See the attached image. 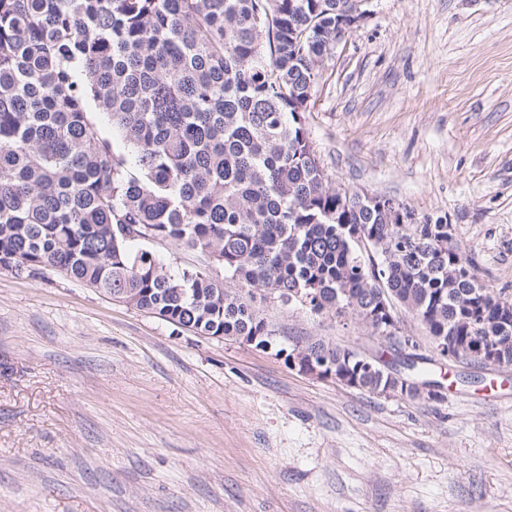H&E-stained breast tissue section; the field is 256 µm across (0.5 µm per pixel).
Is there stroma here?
<instances>
[{"label":"stroma","mask_w":512,"mask_h":512,"mask_svg":"<svg viewBox=\"0 0 512 512\" xmlns=\"http://www.w3.org/2000/svg\"><path fill=\"white\" fill-rule=\"evenodd\" d=\"M305 123L332 185L447 217L512 297V0H371ZM268 349L204 338L53 270L0 269V512H512V365L449 363L443 400L288 363L350 317L256 295Z\"/></svg>","instance_id":"35a3bbf8"}]
</instances>
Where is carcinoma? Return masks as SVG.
I'll return each instance as SVG.
<instances>
[{
  "mask_svg": "<svg viewBox=\"0 0 512 512\" xmlns=\"http://www.w3.org/2000/svg\"><path fill=\"white\" fill-rule=\"evenodd\" d=\"M351 0H0V269L69 278L199 336L272 330L210 269L162 264L154 239L204 254L248 291L387 323L376 291L461 361L500 345L512 303L478 282L448 219L401 224L393 199L331 185L304 112ZM133 160L114 152L92 114ZM371 239L361 252L355 234ZM304 357L359 389L404 394L322 339Z\"/></svg>",
  "mask_w": 512,
  "mask_h": 512,
  "instance_id": "obj_1",
  "label": "carcinoma"
}]
</instances>
